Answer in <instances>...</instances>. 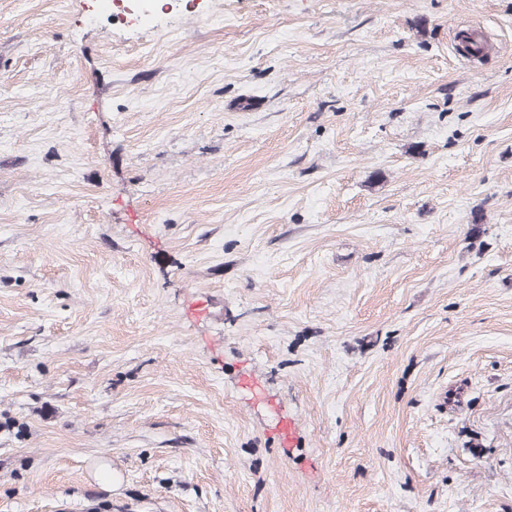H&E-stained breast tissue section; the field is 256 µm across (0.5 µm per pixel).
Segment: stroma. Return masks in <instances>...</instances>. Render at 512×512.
<instances>
[{
    "instance_id": "obj_1",
    "label": "stroma",
    "mask_w": 512,
    "mask_h": 512,
    "mask_svg": "<svg viewBox=\"0 0 512 512\" xmlns=\"http://www.w3.org/2000/svg\"><path fill=\"white\" fill-rule=\"evenodd\" d=\"M0 512H512V0H0Z\"/></svg>"
}]
</instances>
